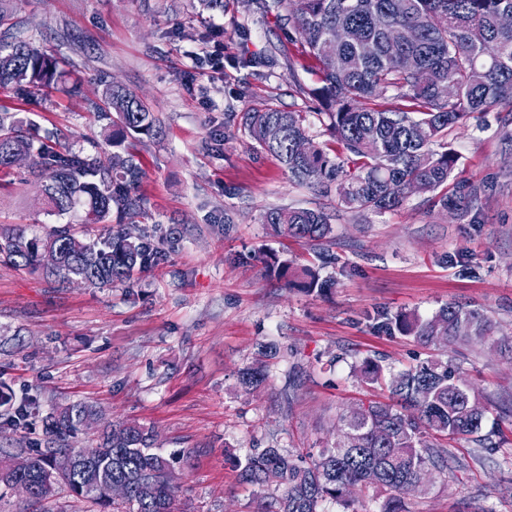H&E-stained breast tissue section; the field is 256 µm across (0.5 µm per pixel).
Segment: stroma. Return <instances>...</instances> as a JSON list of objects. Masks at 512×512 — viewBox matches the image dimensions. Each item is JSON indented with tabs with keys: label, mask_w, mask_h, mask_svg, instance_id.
I'll use <instances>...</instances> for the list:
<instances>
[{
	"label": "stroma",
	"mask_w": 512,
	"mask_h": 512,
	"mask_svg": "<svg viewBox=\"0 0 512 512\" xmlns=\"http://www.w3.org/2000/svg\"><path fill=\"white\" fill-rule=\"evenodd\" d=\"M15 9L35 43L66 57L81 93L24 102L0 88V112L36 115L90 153L101 125L84 101L100 99V74L135 91L157 118L155 134L134 143L149 200L143 226L168 243L158 266L101 288L56 282L38 263L18 270L0 261V390L38 396L45 411L94 403L109 419L153 427L167 452L201 447L182 471L176 512H257V494L225 454L331 445L339 414L388 397L386 384L354 377L353 363L378 355L399 370L442 353L499 426L491 447L445 444L447 474H430L429 495L407 496L409 512H512V103L448 132L459 157L454 181L485 188L475 221L417 193L382 214L356 212L292 183L224 121L268 104L305 113L315 141H331L307 94L315 64L293 44L278 54L287 36L273 16L241 0L220 9L203 0H17ZM218 31L223 69L193 76L192 56ZM244 46L274 63L234 65ZM276 206L328 210L335 265L322 267L316 243L270 235L260 218ZM64 226L82 238L100 231L47 215L40 185L20 174L0 187V232L41 237ZM258 250L319 269L334 286L323 295L287 289L251 260ZM446 303L483 311L494 335L442 349L371 327L379 312L427 317ZM263 342L279 353L266 361V383L244 391L238 371Z\"/></svg>",
	"instance_id": "obj_1"
}]
</instances>
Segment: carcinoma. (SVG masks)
I'll list each match as a JSON object with an SVG mask.
<instances>
[{"mask_svg":"<svg viewBox=\"0 0 512 512\" xmlns=\"http://www.w3.org/2000/svg\"><path fill=\"white\" fill-rule=\"evenodd\" d=\"M276 22L293 24L302 35V52L317 65V83L308 94L321 106L323 124L333 146L314 141L301 112L270 105L232 113L255 148L273 156L291 179L315 191L336 193L341 206L385 212L403 204L414 186L428 201L458 219L467 218L481 194L471 185L448 193L457 157L445 148L448 128L481 115L502 101L512 103V29L497 17L512 12V0H256ZM13 0H0V88L28 96L65 84L58 58L33 44L15 28ZM474 26L483 39L470 37ZM413 54L409 71L403 57ZM102 102H88L103 124V144L95 152L74 150L54 129L0 113V175L13 173L12 157H30L28 175L43 182L48 215H70L81 224H101L103 232L83 240L55 228L43 238L0 234V257L16 267L36 261L45 246L55 248L60 266L53 276H74L93 286L123 284L166 256L163 241L143 229L132 240L125 224L148 217L147 199L139 192L141 161L125 146L134 135L153 134L156 118L127 87L106 77ZM118 224H112V219ZM261 223L278 235L327 243L333 227L321 209L273 207ZM268 268L284 285L322 294L333 282L318 271L298 269L288 260ZM374 328L390 336H410L423 345L446 338L467 344L493 335L480 311L447 303L429 318L416 313L374 317ZM367 385L386 381L390 401L361 404L348 418L340 447L317 454L293 453L269 445L236 460L241 479L260 491L258 512H322L326 500L349 508L350 488L374 492L378 512H409L405 497L427 495L432 472L448 471V457L435 446L441 437L463 436L481 448L491 445L484 433L488 409L478 395L460 392L459 366L442 355L419 361L384 377L379 362L367 357L351 365ZM265 372L248 366L239 372L241 386L259 388ZM40 413L39 398L29 395L5 414L0 425L22 428ZM46 441L24 450L32 460L22 475L11 469L13 454L0 451V486L25 480L33 487L29 501L51 500L60 486L78 500L109 512L114 501L100 477L126 488L127 512H172L179 485L178 467L200 453L181 448L164 454L154 429L136 422L108 420L87 402L52 406L41 417ZM93 424L96 437L85 448L69 439ZM384 424L380 440L375 427ZM274 471L278 481L268 482Z\"/></svg>","mask_w":512,"mask_h":512,"instance_id":"carcinoma-1","label":"carcinoma"}]
</instances>
